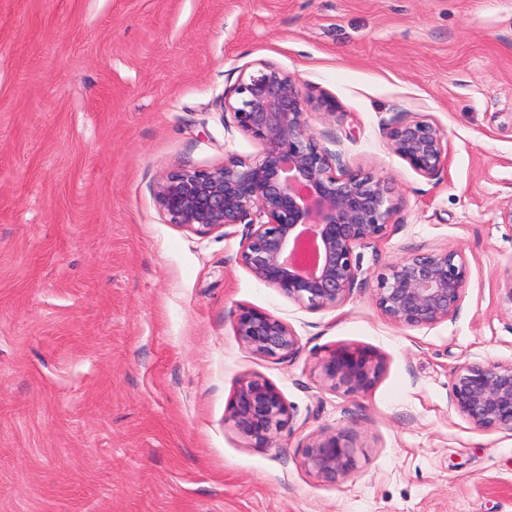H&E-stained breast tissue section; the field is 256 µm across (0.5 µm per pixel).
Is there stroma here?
Wrapping results in <instances>:
<instances>
[{"mask_svg": "<svg viewBox=\"0 0 512 512\" xmlns=\"http://www.w3.org/2000/svg\"><path fill=\"white\" fill-rule=\"evenodd\" d=\"M262 60L336 98L308 120L347 170L395 183L365 277L462 251L456 317L394 326L368 287L312 312L238 265L247 225L167 223V173L259 157L220 102ZM419 115L447 133L437 180L387 146ZM510 198L512 0H0V512H512V433L448 404L458 364L512 361ZM242 306L285 320L296 355L243 348ZM340 345L384 358L368 392L320 385ZM250 376L289 405L272 448L228 419ZM326 430L355 447L332 482L303 458Z\"/></svg>", "mask_w": 512, "mask_h": 512, "instance_id": "obj_1", "label": "stroma"}]
</instances>
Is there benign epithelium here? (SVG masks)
Masks as SVG:
<instances>
[{"label":"benign epithelium","mask_w":512,"mask_h":512,"mask_svg":"<svg viewBox=\"0 0 512 512\" xmlns=\"http://www.w3.org/2000/svg\"><path fill=\"white\" fill-rule=\"evenodd\" d=\"M223 99L234 128L262 145L254 162L234 156L217 168H179L155 186L167 223L197 233L248 225L237 262L257 281L310 311L336 309L365 285L356 250L374 248L395 224L398 203L389 179L349 173L340 155L311 131L308 110L326 118L336 98L306 95L296 76L262 61L240 75ZM392 154L417 174L438 180L448 162L445 130L414 116L387 128ZM470 267L459 250L415 252L385 263L374 275L372 298L395 326H433L456 316ZM242 347L264 358L286 359L299 349L294 330L279 317L241 307L233 319ZM384 370L375 352L339 346L318 364L322 386L347 394L368 392ZM451 408L481 432L512 433V362L466 361L452 371ZM228 419L240 434L270 448L290 430L289 406L260 377L238 382ZM304 464L318 479L334 481L354 466L343 431H322L304 446Z\"/></svg>","instance_id":"obj_1"}]
</instances>
